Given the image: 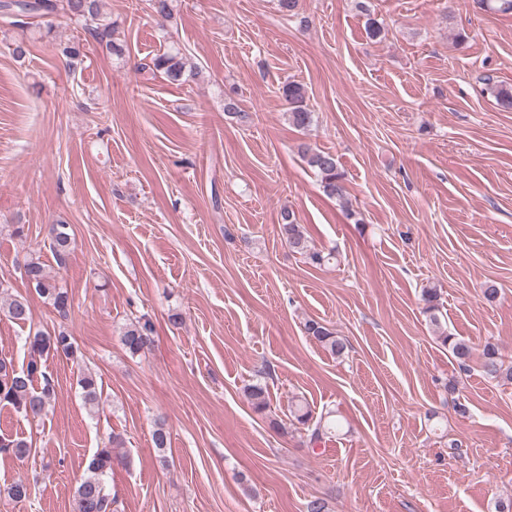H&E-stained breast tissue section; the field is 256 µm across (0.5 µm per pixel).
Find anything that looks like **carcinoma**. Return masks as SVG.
<instances>
[{
  "mask_svg": "<svg viewBox=\"0 0 512 512\" xmlns=\"http://www.w3.org/2000/svg\"><path fill=\"white\" fill-rule=\"evenodd\" d=\"M59 9L70 18L82 22L85 30L97 42L105 44L112 53L116 55L123 53V48L112 40V23L103 19L99 0H0V10L6 16H12L18 10L34 18L55 13ZM146 68L154 73L163 74L172 82H178L184 75L185 63L179 54L170 52L154 57L148 65H140V69ZM486 85L490 86L500 106L512 108V90L495 84L490 77L486 78ZM281 94L289 105V122L299 129L310 127L314 115L306 104L304 87L296 82H287L282 86ZM303 157L308 166L315 171L324 192L339 200L343 199L346 192L345 176L338 166L336 156L330 152L307 147L303 150ZM278 229L281 241L302 255L308 263L322 266L333 258L330 252L326 254L310 247L303 227L298 224L293 213L284 214L283 223L278 225ZM49 235L51 252L58 264H65L73 244L72 237L68 233V225H51ZM22 277L60 316L67 315L70 307L68 292L49 275L40 256L31 254L25 259ZM423 300L426 303V312L430 314V321L434 324L438 323L437 290L424 289ZM7 315L16 323L28 322L31 310L27 297L21 294L11 295ZM304 328L308 335L329 350L332 355L340 357L347 350L346 340L336 335L325 324L308 320ZM439 339L442 345L448 347L459 367L466 368L473 356V347L470 343L444 333L439 336ZM121 342L133 355L150 349L154 343L152 325L147 321L139 320L129 324L121 337ZM26 344L29 350V361L25 366L17 369L12 361L0 358V402L12 406L24 418L34 420L46 413L56 396L55 382L47 371L48 358L65 357L75 360L77 348L72 337L63 330L53 333L37 331L34 335L27 337ZM481 359L482 372L487 378L512 381V366L505 365L495 345L490 343L484 345ZM78 385L82 390L84 403L89 406V409L99 407L96 375L89 371L81 373ZM246 394L256 412L263 413L269 407L267 386L260 383L252 384L246 388ZM291 416L293 423L310 431V441L313 443L324 431L337 427L336 421L328 419L324 414L318 417L313 416L312 410L302 402L292 407ZM119 444L118 436H111L110 446L99 449L89 461L87 474L81 479L75 491L73 512H111L112 500L105 493L102 476L112 469V446ZM0 449L12 453L18 459H23L29 455L31 443L20 437L5 438L0 439Z\"/></svg>",
  "mask_w": 512,
  "mask_h": 512,
  "instance_id": "obj_1",
  "label": "carcinoma"
}]
</instances>
